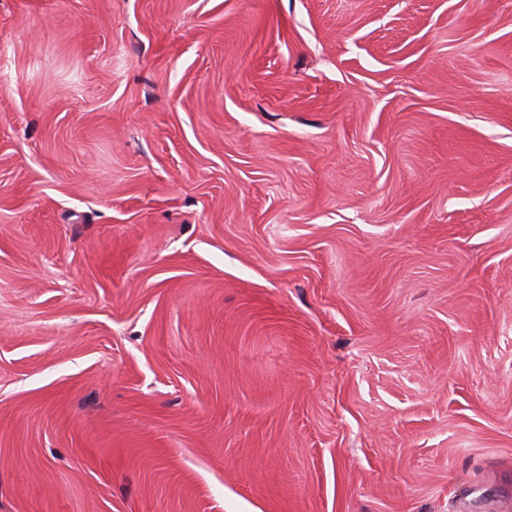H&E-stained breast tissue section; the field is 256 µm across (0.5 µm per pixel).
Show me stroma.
Instances as JSON below:
<instances>
[{
    "instance_id": "obj_1",
    "label": "stroma",
    "mask_w": 512,
    "mask_h": 512,
    "mask_svg": "<svg viewBox=\"0 0 512 512\" xmlns=\"http://www.w3.org/2000/svg\"><path fill=\"white\" fill-rule=\"evenodd\" d=\"M512 503V0H0V512Z\"/></svg>"
}]
</instances>
